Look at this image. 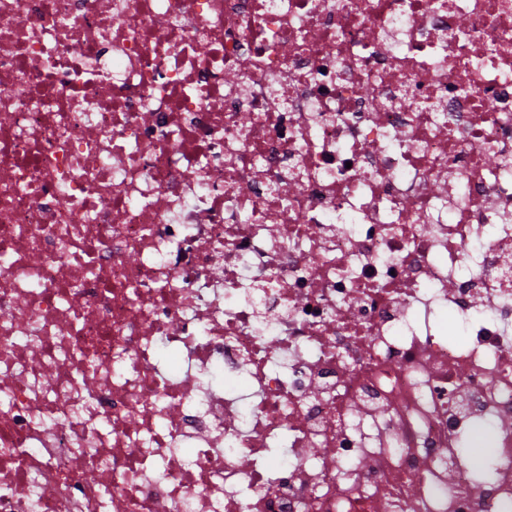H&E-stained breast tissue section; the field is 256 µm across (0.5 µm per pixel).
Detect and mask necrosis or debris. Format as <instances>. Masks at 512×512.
I'll use <instances>...</instances> for the list:
<instances>
[{
    "instance_id": "4bbe7bcc",
    "label": "necrosis or debris",
    "mask_w": 512,
    "mask_h": 512,
    "mask_svg": "<svg viewBox=\"0 0 512 512\" xmlns=\"http://www.w3.org/2000/svg\"><path fill=\"white\" fill-rule=\"evenodd\" d=\"M0 512H512V0H0Z\"/></svg>"
}]
</instances>
